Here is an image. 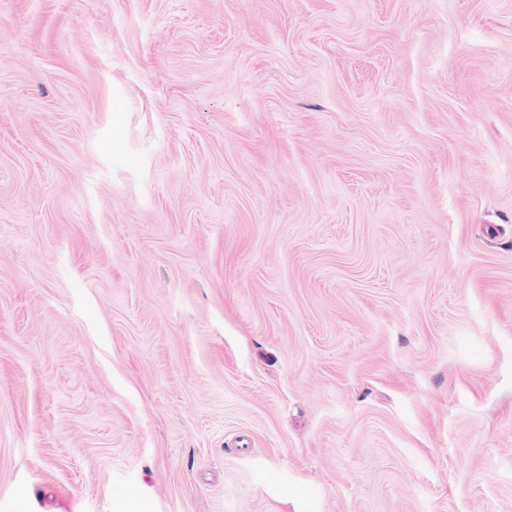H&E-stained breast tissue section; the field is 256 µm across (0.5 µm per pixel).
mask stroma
I'll return each instance as SVG.
<instances>
[{
  "label": "stroma",
  "mask_w": 512,
  "mask_h": 512,
  "mask_svg": "<svg viewBox=\"0 0 512 512\" xmlns=\"http://www.w3.org/2000/svg\"><path fill=\"white\" fill-rule=\"evenodd\" d=\"M0 512H512V0H0Z\"/></svg>",
  "instance_id": "1"
}]
</instances>
